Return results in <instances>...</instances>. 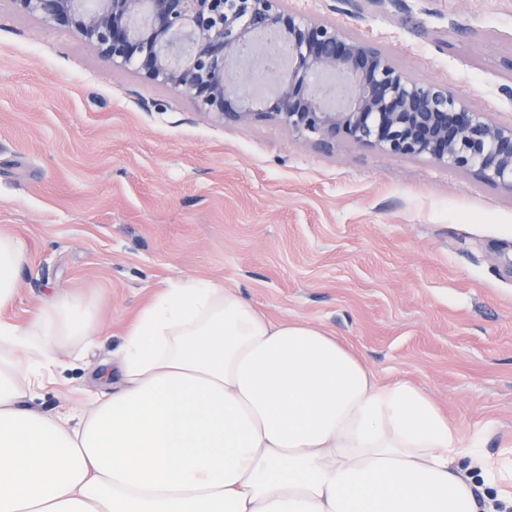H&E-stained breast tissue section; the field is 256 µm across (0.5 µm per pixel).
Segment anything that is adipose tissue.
<instances>
[{"instance_id": "1", "label": "adipose tissue", "mask_w": 512, "mask_h": 512, "mask_svg": "<svg viewBox=\"0 0 512 512\" xmlns=\"http://www.w3.org/2000/svg\"><path fill=\"white\" fill-rule=\"evenodd\" d=\"M23 242L0 230V512H512V453L461 438L407 380L216 281L160 288L128 321L108 392L26 407L55 352L96 335L92 299L14 305Z\"/></svg>"}]
</instances>
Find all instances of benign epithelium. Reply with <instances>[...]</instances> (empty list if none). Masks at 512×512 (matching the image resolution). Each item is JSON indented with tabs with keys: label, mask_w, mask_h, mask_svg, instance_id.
I'll list each match as a JSON object with an SVG mask.
<instances>
[{
	"label": "benign epithelium",
	"mask_w": 512,
	"mask_h": 512,
	"mask_svg": "<svg viewBox=\"0 0 512 512\" xmlns=\"http://www.w3.org/2000/svg\"><path fill=\"white\" fill-rule=\"evenodd\" d=\"M12 2L222 124L273 120L324 151L345 139L512 192V125L487 120L444 84L410 80L373 45L288 11L286 0ZM256 77L270 78L271 97L250 96L246 79Z\"/></svg>",
	"instance_id": "benign-epithelium-1"
}]
</instances>
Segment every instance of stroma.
I'll return each mask as SVG.
<instances>
[{
    "label": "stroma",
    "instance_id": "stroma-1",
    "mask_svg": "<svg viewBox=\"0 0 512 512\" xmlns=\"http://www.w3.org/2000/svg\"><path fill=\"white\" fill-rule=\"evenodd\" d=\"M286 6L512 125V0ZM0 228L27 254L7 319L78 292L106 329L57 353L40 412L82 415L137 307L200 277L333 334L381 382H413L462 436L494 423L489 454L512 444V193L471 172L217 123L0 0Z\"/></svg>",
    "mask_w": 512,
    "mask_h": 512
}]
</instances>
